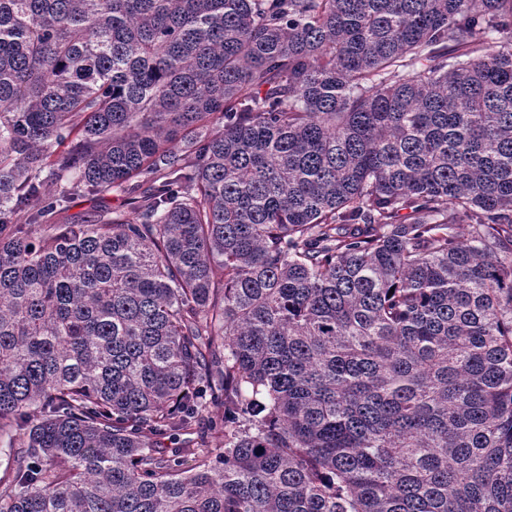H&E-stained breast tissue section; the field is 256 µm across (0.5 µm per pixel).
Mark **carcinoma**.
Returning a JSON list of instances; mask_svg holds the SVG:
<instances>
[{
  "instance_id": "cac0c4a2",
  "label": "carcinoma",
  "mask_w": 512,
  "mask_h": 512,
  "mask_svg": "<svg viewBox=\"0 0 512 512\" xmlns=\"http://www.w3.org/2000/svg\"><path fill=\"white\" fill-rule=\"evenodd\" d=\"M0 442V512H512V0H0ZM126 203V197L118 191L81 194L65 203L64 209L54 218V221L60 224L73 220L93 223L103 212L126 210Z\"/></svg>"
}]
</instances>
